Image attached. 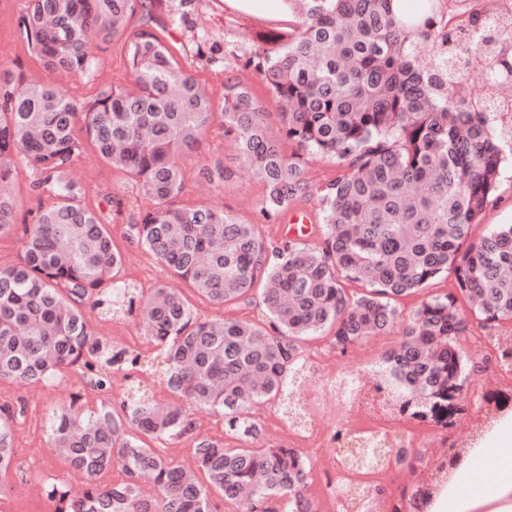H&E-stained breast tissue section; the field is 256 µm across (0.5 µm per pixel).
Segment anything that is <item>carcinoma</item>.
I'll return each mask as SVG.
<instances>
[{"label":"carcinoma","instance_id":"obj_1","mask_svg":"<svg viewBox=\"0 0 512 512\" xmlns=\"http://www.w3.org/2000/svg\"><path fill=\"white\" fill-rule=\"evenodd\" d=\"M161 0H38L17 17L28 54L91 79L97 68L84 32L98 26L120 41L135 89L117 84L74 104L22 73L0 75V234L12 229L3 193L14 160L35 174L40 205L25 230L20 261L0 263V380L61 382L81 372L94 390L112 389V371L160 372L192 405L222 415L239 445L198 444L197 471L158 454L150 440L176 442L194 423L181 405L158 409L132 382L115 406L52 408V448L86 470L82 496L64 479L44 481L53 512H212L215 495L237 512L282 501L278 512H317L306 494L310 460L295 448H254L260 429L248 412L275 403L298 414L294 398L306 372L300 343L326 333L341 352L401 322L397 298L446 274L455 292L427 297L404 321L400 346L387 356L399 382L389 387L416 416L457 391L470 361L455 345L469 326L464 298L481 326L512 321V224L470 240L494 198L504 150L512 142V15L488 14L478 0H279L273 22L248 33L250 51L236 68L253 73L285 102L280 127L243 78H227L218 99L185 64L187 52L154 22ZM427 42L425 56L415 45ZM238 145L242 163L264 185L257 207L278 224L312 198L318 242L274 245L259 225L223 211L171 204L184 189L180 159L214 127ZM90 141L152 201L129 225L133 240L172 274L215 304L261 287L268 323L205 320L186 297L162 286L149 296L117 279L121 256L102 217L82 202L66 170ZM292 146L285 153L283 144ZM337 160L340 173L312 188L305 159ZM200 174L220 186L221 164ZM347 282L363 286L349 294ZM103 316L139 314L155 354L118 349L91 337L84 306ZM23 411L0 408V500L27 472L15 462L13 424ZM117 468L103 487L98 473ZM153 476L156 493L139 484Z\"/></svg>","mask_w":512,"mask_h":512}]
</instances>
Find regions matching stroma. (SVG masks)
I'll use <instances>...</instances> for the list:
<instances>
[{"mask_svg":"<svg viewBox=\"0 0 512 512\" xmlns=\"http://www.w3.org/2000/svg\"><path fill=\"white\" fill-rule=\"evenodd\" d=\"M22 10V0H0V66L13 72L23 73L27 81L51 85L65 98L78 101L100 91L110 89L117 83H127L117 54V44L97 27L88 28L84 39L98 60V68L92 82H85L77 75L67 72L55 73L46 70L39 62L30 58L23 43L18 39L16 19ZM224 0H192L187 21L182 28L174 30L175 38L189 32L226 33L228 42L242 50L248 44L246 32L225 31ZM221 162L233 172L232 180L222 186L206 181L199 174L201 168ZM185 188L175 198L179 207L208 208L226 212L238 219L250 222L256 218V204L263 195V185L238 159V149L232 138L214 130L203 139L201 147L181 160ZM69 177L80 184L84 191L85 204L94 211L108 215V229L122 265L119 277L136 285L144 293L163 285L181 291L197 313L210 319L259 320L263 314L257 297L216 305L197 294L183 280L162 270L156 258L143 248L132 243L128 237V215L132 204L140 208L150 207L147 196H133L132 184L125 176L113 169L98 154L93 146H86L83 154L71 165ZM32 173L24 162L15 161L14 172L1 190L13 204V229L0 235V256L6 260H18L24 228L30 224L33 212L39 206L38 198L30 190ZM496 224H512V160L501 169L500 185L495 205L482 216L471 236L480 238ZM95 337L112 342L115 347L129 348L153 354L154 347L144 336L140 317L111 319L92 314ZM401 326H394L387 335L370 336L341 352L331 344L328 336L321 335L304 340V356L321 355L326 366L348 376L360 374L362 363L376 359L395 350L401 336ZM81 393L85 407L99 405L98 392L81 388L74 370H66L61 384L48 386L27 380H4L0 382V394L9 397L12 409H23L24 415L13 425L14 446L17 460L29 474L65 477L69 461L51 448L45 429L46 414L50 407L69 403L72 393ZM189 414L195 428L192 437L177 443L155 441L159 453L187 471L196 470L195 445L200 441L217 440L231 445L232 439L224 433L222 416L211 408L193 406Z\"/></svg>","mask_w":512,"mask_h":512,"instance_id":"35a3bbf8","label":"stroma"}]
</instances>
